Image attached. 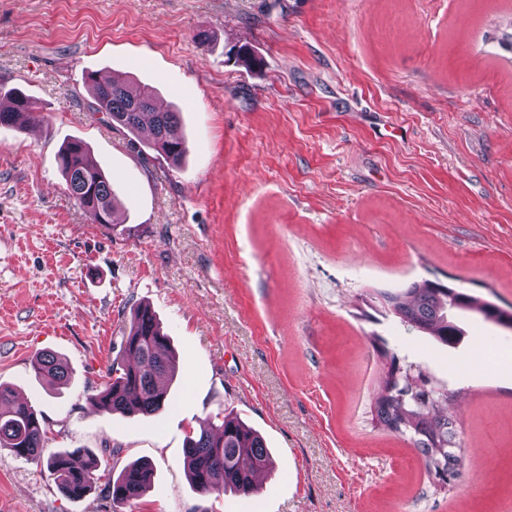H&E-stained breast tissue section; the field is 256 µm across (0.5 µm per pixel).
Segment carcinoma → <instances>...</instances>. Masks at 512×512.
Here are the masks:
<instances>
[{
  "instance_id": "cac0c4a2",
  "label": "carcinoma",
  "mask_w": 512,
  "mask_h": 512,
  "mask_svg": "<svg viewBox=\"0 0 512 512\" xmlns=\"http://www.w3.org/2000/svg\"><path fill=\"white\" fill-rule=\"evenodd\" d=\"M84 87L94 100V111L105 114L112 124L134 135L171 164L181 163L185 142L178 132V113L156 111L152 87L136 86L116 77L110 82H96L89 73ZM40 116L31 98L16 88H0V126L20 127L38 121ZM56 163L69 194L91 222L114 223L112 186L89 159L85 144L77 139L69 141L58 151ZM382 297L385 311L400 324L449 348H456L465 335L463 317L469 312H478L485 321L512 330V312L438 279L413 282L400 292L384 293ZM381 351L389 360V367L375 398L374 418L417 448L427 472L434 478V487L444 490L447 484L436 481L437 476L443 474L452 482L460 477L462 469L458 423L442 412V403L448 401V384L433 381L431 396L416 401L413 395L420 392L422 368L405 361L385 344ZM34 369L49 383L68 378L66 364L51 354L37 356ZM176 371L168 336L151 310L140 306L123 337L121 361L112 363V379L95 396L94 403L112 414L158 415L169 405L165 381L173 379ZM14 398L13 389L0 383V448L45 465L68 497L85 496L92 488L98 466L96 457L80 448L44 455L46 428L42 417L31 405L17 404ZM185 455L188 477L201 494L229 490L249 496L257 489L254 475L272 465L263 436L230 414L218 424L208 422L199 433L187 437ZM150 482L148 465H125L112 479V503L117 507L133 503Z\"/></svg>"
}]
</instances>
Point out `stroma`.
<instances>
[{
	"label": "stroma",
	"instance_id": "obj_1",
	"mask_svg": "<svg viewBox=\"0 0 512 512\" xmlns=\"http://www.w3.org/2000/svg\"><path fill=\"white\" fill-rule=\"evenodd\" d=\"M512 0H0V85L40 123L0 127V383L32 405L46 452L91 449V492L0 449V512H512V376L393 318L380 291L440 279L512 309ZM209 32V47L195 36ZM248 45L262 66L246 69ZM147 84L180 113V167L91 108L90 71ZM86 143L116 221L91 223L55 154ZM149 305L179 361L158 416L98 411L131 314ZM448 384L463 474L372 419L386 361ZM50 352L69 369L33 370ZM233 413L276 462L250 497L190 484L184 441ZM150 487L116 507L113 468ZM36 375L48 383H61L68 378L66 364L51 354H40L34 361Z\"/></svg>",
	"mask_w": 512,
	"mask_h": 512
}]
</instances>
